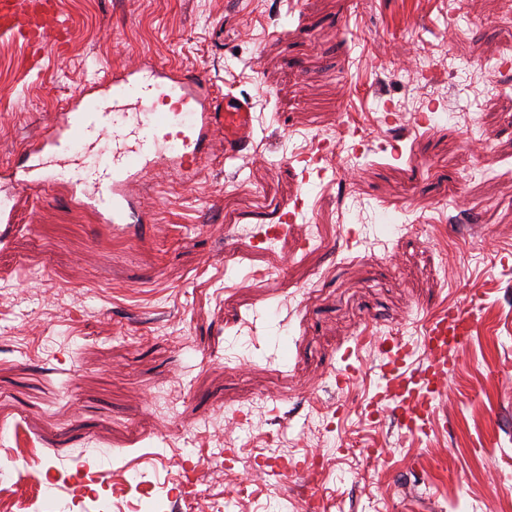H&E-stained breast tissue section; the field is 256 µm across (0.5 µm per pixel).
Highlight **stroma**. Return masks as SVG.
<instances>
[{
    "instance_id": "35a3bbf8",
    "label": "stroma",
    "mask_w": 512,
    "mask_h": 512,
    "mask_svg": "<svg viewBox=\"0 0 512 512\" xmlns=\"http://www.w3.org/2000/svg\"><path fill=\"white\" fill-rule=\"evenodd\" d=\"M60 50L0 36V171L61 103L154 60L251 99L255 133L216 144L192 184L144 187L151 221L113 231L67 187L28 192L0 225V461L35 443L41 512H99L110 485L151 501L112 512H505L512 503V68L452 77L444 58H512L502 0H59ZM392 122H385L386 113ZM428 114L427 123L415 120ZM491 131L471 179L458 142ZM328 140L345 177L302 182ZM305 206L274 248L281 209ZM323 225L321 246L307 244ZM474 317L416 442L368 419L390 330L426 361L429 318ZM502 365L486 379L484 364ZM353 378L338 388L337 369ZM322 455L320 474L283 472ZM302 206L303 202L300 199H298L295 202H293L292 205L289 204L286 207H284L285 212L282 213L280 222L281 224H270L266 229L265 233L256 240V245L264 244L268 240H271L274 237H276L279 234L281 227L283 226L282 224L296 223L298 215L302 212Z\"/></svg>"
}]
</instances>
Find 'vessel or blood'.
Wrapping results in <instances>:
<instances>
[{
    "label": "vessel or blood",
    "mask_w": 512,
    "mask_h": 512,
    "mask_svg": "<svg viewBox=\"0 0 512 512\" xmlns=\"http://www.w3.org/2000/svg\"><path fill=\"white\" fill-rule=\"evenodd\" d=\"M70 32L56 0H0V34L23 41L34 53ZM253 132L250 101L231 94L216 99L204 73L176 75L165 64L150 63L137 75H114L106 95L86 88L61 122L48 124L41 140L25 148L10 174L15 190L0 198V224L17 223L25 189L53 184L66 171L77 176L80 204L101 223L116 230L148 223L138 188L154 171L164 168L192 180L216 138H223L230 158L248 146ZM472 331L473 320L462 309L442 311L426 327L427 364L410 372L404 369L409 349L387 341L384 348L393 357L380 367L383 378L422 379L430 390L409 404L383 390L375 396L376 411L397 412L409 431L424 426L434 393L447 383L452 353L469 342Z\"/></svg>",
    "instance_id": "b4317fda"
}]
</instances>
